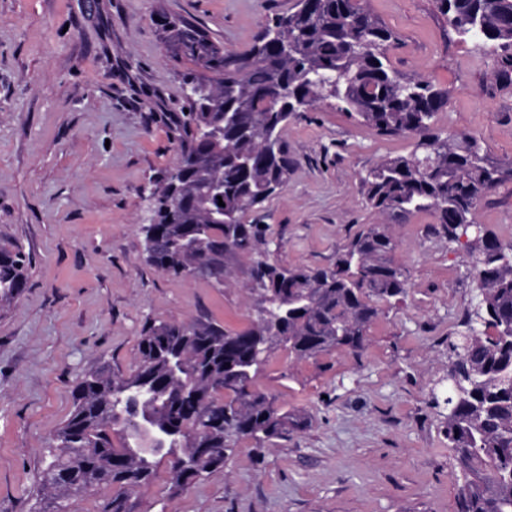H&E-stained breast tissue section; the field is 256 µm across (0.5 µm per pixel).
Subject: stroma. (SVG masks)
<instances>
[{
  "label": "stroma",
  "instance_id": "obj_1",
  "mask_svg": "<svg viewBox=\"0 0 512 512\" xmlns=\"http://www.w3.org/2000/svg\"><path fill=\"white\" fill-rule=\"evenodd\" d=\"M294 0H0V244L30 258L27 286L0 310V512L45 503V443L73 409L81 373L136 364L150 321L210 317L249 326L250 257L231 276L175 279L145 260L148 196L178 155L166 113L186 109L191 64L168 50L165 13L225 48L251 47ZM399 36V71L447 89L437 125L512 158V83L487 48L460 41L435 0H368ZM294 167L265 202L268 251L283 266L331 265L336 252L384 218L359 177L408 140L376 135L331 107L283 132ZM476 223L512 242V183L491 193ZM406 297L382 304L365 349L295 359L276 349L254 380L304 429L264 444L241 441L224 468L170 496L137 489L134 512H456L458 465L432 391L448 386V339L477 301L463 248L423 213L396 224Z\"/></svg>",
  "mask_w": 512,
  "mask_h": 512
}]
</instances>
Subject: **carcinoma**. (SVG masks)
I'll use <instances>...</instances> for the list:
<instances>
[{"label": "carcinoma", "instance_id": "obj_1", "mask_svg": "<svg viewBox=\"0 0 512 512\" xmlns=\"http://www.w3.org/2000/svg\"><path fill=\"white\" fill-rule=\"evenodd\" d=\"M436 3L458 38L482 43L512 68V0ZM158 26L165 45L195 65L186 82L205 90L188 112L167 116L178 158L154 191L146 260L167 276L198 269L221 285L228 259L252 257L256 317L239 332L210 319L149 322L128 374L107 365L83 374L43 459L48 510L40 512H65L75 485L82 497L111 489L99 512H131V493L157 479L163 460L176 494L224 467L240 440L302 429L303 418L253 388L271 353L358 354L378 303L407 294V271L389 257V224L364 226L329 267H284L262 249L267 228L247 216L287 185L292 160L282 133L298 116L272 105L280 93L301 97L308 112L326 103L379 136L409 140L408 153L360 177L366 204L397 223L429 213L448 243L466 239L482 299L448 342L455 359L445 436L460 469L457 512H512V243L474 222L478 205L512 182V160L471 134L436 129L448 91L392 67L387 51L398 37L366 0H295L244 52L164 14ZM29 266L21 250L0 246V309L26 288ZM149 391L152 403L137 406L134 397Z\"/></svg>", "mask_w": 512, "mask_h": 512}]
</instances>
